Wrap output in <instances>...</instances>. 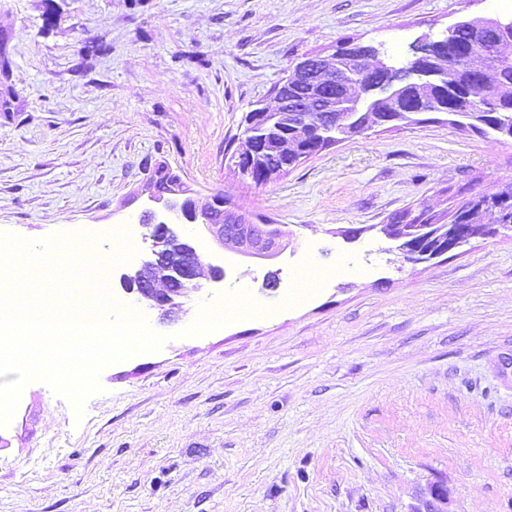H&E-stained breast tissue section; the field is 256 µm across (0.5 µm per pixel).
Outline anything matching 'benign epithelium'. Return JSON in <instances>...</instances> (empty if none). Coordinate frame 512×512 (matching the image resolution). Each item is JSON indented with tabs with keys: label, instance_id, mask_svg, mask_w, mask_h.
Returning a JSON list of instances; mask_svg holds the SVG:
<instances>
[{
	"label": "benign epithelium",
	"instance_id": "obj_1",
	"mask_svg": "<svg viewBox=\"0 0 512 512\" xmlns=\"http://www.w3.org/2000/svg\"><path fill=\"white\" fill-rule=\"evenodd\" d=\"M476 23L475 19L457 21L436 39H417L408 56L389 64L379 61L371 65L376 79L370 83L353 74L349 65L356 59L377 58L379 51L372 45L350 41L330 55L313 54L295 63L275 88V105L269 107L258 102L246 113V144L234 155L237 171L262 186L288 170V158L299 161L323 151L329 139L319 134L326 123L319 116L321 112L342 113L343 130L357 126L361 134L413 122L428 107L436 113L480 121L482 113L476 111L475 100L488 57L512 51V43L501 40L490 49L476 47L469 52L470 86L464 99L448 106L442 102V90L448 81V58L454 52L448 33ZM288 125L307 133L282 138L280 148L286 161L282 167L268 170L261 164L268 140L266 130ZM168 178V189L151 192V198L174 213L180 223L204 225L225 248L240 254L274 256L285 250L284 233L276 225L256 224L239 209L226 204L224 198L212 195L201 200L183 187L177 175L170 172ZM142 227L146 229L143 239L150 242L149 260L140 269L121 274L120 284L147 309L165 315L172 312L180 306V299L203 288L200 278L205 267L210 270L209 280L224 279V268L207 261L196 241L181 237L168 222L152 213ZM482 228L483 232L477 233L474 225L458 224L452 216L442 225L446 241L439 248L412 241V228L404 224H382L380 232L397 242L398 256L410 255L423 263L456 251L475 238L512 231L511 224H484ZM409 512H448L446 491L436 484L428 485Z\"/></svg>",
	"mask_w": 512,
	"mask_h": 512
}]
</instances>
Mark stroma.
Masks as SVG:
<instances>
[{
    "label": "stroma",
    "instance_id": "1",
    "mask_svg": "<svg viewBox=\"0 0 512 512\" xmlns=\"http://www.w3.org/2000/svg\"><path fill=\"white\" fill-rule=\"evenodd\" d=\"M495 16L512 13L490 0H0V232L82 229L106 255L125 226L140 264L163 164L290 240L248 258L188 227L223 282L146 311L167 342L104 367L82 417L43 382L23 389L0 427V512H408L433 483L449 512H512V237L414 264L378 230L512 182V140L427 113L262 187L230 148L309 54L355 40L400 58ZM308 260L337 273L291 300ZM240 289L268 314L185 335L200 302Z\"/></svg>",
    "mask_w": 512,
    "mask_h": 512
}]
</instances>
